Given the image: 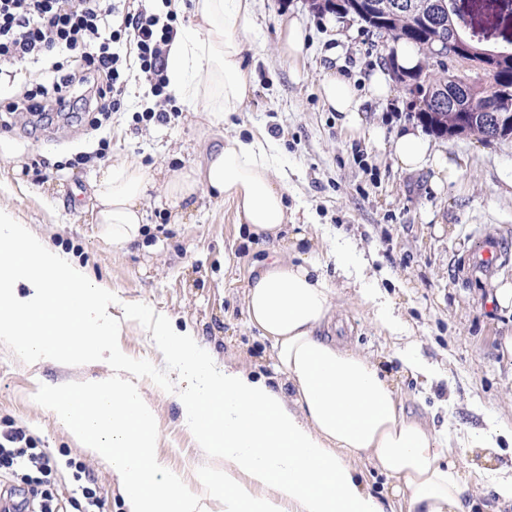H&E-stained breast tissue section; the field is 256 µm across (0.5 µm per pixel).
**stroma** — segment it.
<instances>
[{"label":"stroma","instance_id":"stroma-1","mask_svg":"<svg viewBox=\"0 0 512 512\" xmlns=\"http://www.w3.org/2000/svg\"><path fill=\"white\" fill-rule=\"evenodd\" d=\"M250 12L244 67L253 90L225 122V135H274L294 222L306 225L318 254L339 245L350 257L372 254L366 278L406 323L403 335H386L371 309L344 289L336 300L342 335L392 372L406 411L434 415L449 437L466 426L511 430L512 357L502 356L501 341L512 334V315L499 312L492 297L497 280L512 281V141L435 137L436 149L462 170L454 183L438 184L429 167L401 170L392 139L417 121L412 97L398 87L387 97H370L380 50L369 45L360 24L314 12L305 0H250ZM288 19L306 35L296 57L279 47ZM331 74L353 82L367 125L385 133L382 143L350 135L339 113L325 106L320 86ZM148 90L131 78V95L105 132L85 123L35 129L25 113L0 112V205L115 293L114 314L136 311L122 325L119 347L140 368L137 383L156 414L163 469L183 474L197 491L200 474L224 460L198 447L176 393L162 386L161 355L149 327L169 318L191 329L202 351L271 376V346L247 324L243 308L248 269L268 255L269 245L246 242L233 209L203 195L178 223L164 200L150 199L141 240L113 247L92 212L90 182L98 166L136 161L154 172L189 165L208 139L192 109ZM148 108L176 118L142 120ZM103 137L110 147L99 157ZM491 242L500 244L502 257L493 270L478 269L476 252ZM409 348L437 363L443 381L427 386L403 373L396 354ZM111 373L102 361L27 364L0 344V421L27 428L58 460V498L72 493L66 463L73 460L94 478L106 512H125L111 467L80 448L41 404L51 388ZM453 454L468 471L512 473V443L505 440L491 459L481 448L457 447Z\"/></svg>","mask_w":512,"mask_h":512}]
</instances>
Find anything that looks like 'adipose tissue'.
<instances>
[{
	"label": "adipose tissue",
	"mask_w": 512,
	"mask_h": 512,
	"mask_svg": "<svg viewBox=\"0 0 512 512\" xmlns=\"http://www.w3.org/2000/svg\"><path fill=\"white\" fill-rule=\"evenodd\" d=\"M195 24L167 52L168 89L190 108H203L218 128L247 100L251 85L242 67L240 34L250 19L249 0H192ZM326 106L343 116L351 134L366 127L361 98L347 80L327 76ZM401 169L433 168L438 181L461 170L434 150L420 129L407 127L392 141ZM162 189L176 213L208 192L231 205L252 238L278 240L289 220L288 173L276 142L265 132L222 137L186 168L156 180L135 162L99 169L93 183L96 223L112 231V244L137 241L147 222L146 201ZM306 232L291 236L289 255L272 252L249 269L244 291L247 322L271 344V377H254L237 363L216 367L194 335L173 321L153 322L151 334L182 385L183 419L200 447L224 466L205 473L201 492L174 473L161 474L151 405L132 380L137 368L112 348V374L47 393L44 403L69 436L108 462L127 512H466L479 472L464 471L448 452V433L428 419L406 414L390 373L352 346L329 335L338 288L322 270ZM340 276L360 290L365 305L389 335L405 326L381 294L363 287L361 267L333 252ZM374 463L390 484L387 499L362 482L353 458Z\"/></svg>",
	"instance_id": "1"
}]
</instances>
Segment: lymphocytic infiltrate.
<instances>
[{
	"mask_svg": "<svg viewBox=\"0 0 512 512\" xmlns=\"http://www.w3.org/2000/svg\"><path fill=\"white\" fill-rule=\"evenodd\" d=\"M120 25H113L112 0H0V76L12 67L51 59V84H35L9 112L37 118L50 112L73 111L78 102L91 103L101 123L120 111L127 93L126 71L139 69L161 95L167 48L177 34L173 16H161L147 0H126ZM74 484L67 504L53 487L59 470L54 456L40 448L22 427L0 421V477L26 485L21 500L6 497L0 512H103L104 503L83 465L70 462Z\"/></svg>",
	"mask_w": 512,
	"mask_h": 512,
	"instance_id": "lymphocytic-infiltrate-1",
	"label": "lymphocytic infiltrate"
}]
</instances>
